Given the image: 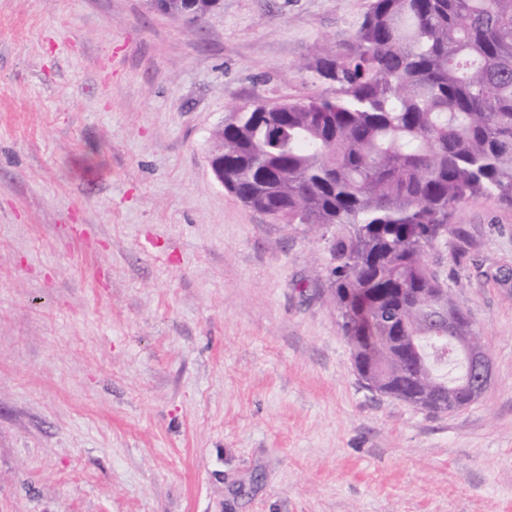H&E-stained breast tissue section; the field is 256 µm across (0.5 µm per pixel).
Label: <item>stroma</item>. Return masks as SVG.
Segmentation results:
<instances>
[{
  "mask_svg": "<svg viewBox=\"0 0 512 512\" xmlns=\"http://www.w3.org/2000/svg\"><path fill=\"white\" fill-rule=\"evenodd\" d=\"M371 0H0V512H512V205L459 203L425 261L492 383L434 414L363 387L332 299L342 227L215 179L255 100Z\"/></svg>",
  "mask_w": 512,
  "mask_h": 512,
  "instance_id": "stroma-1",
  "label": "stroma"
}]
</instances>
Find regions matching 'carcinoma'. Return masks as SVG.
I'll list each match as a JSON object with an SVG mask.
<instances>
[{
  "label": "carcinoma",
  "mask_w": 512,
  "mask_h": 512,
  "mask_svg": "<svg viewBox=\"0 0 512 512\" xmlns=\"http://www.w3.org/2000/svg\"><path fill=\"white\" fill-rule=\"evenodd\" d=\"M335 97L238 108L224 121V189L283 224L348 228L332 296L357 374L428 409L471 404L436 363L476 336L425 263L460 202L512 204V0H373L321 60ZM453 309L454 328L426 313Z\"/></svg>",
  "instance_id": "cac0c4a2"
}]
</instances>
